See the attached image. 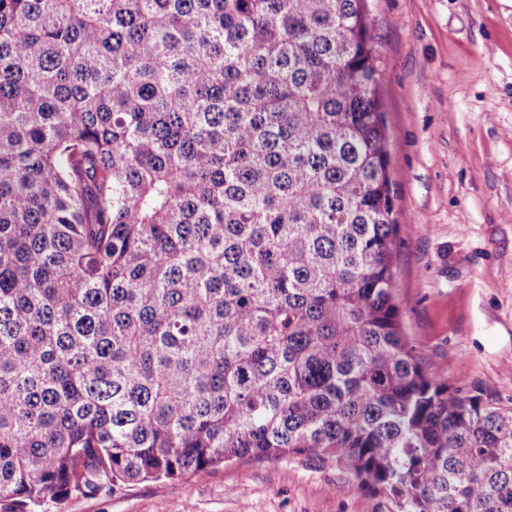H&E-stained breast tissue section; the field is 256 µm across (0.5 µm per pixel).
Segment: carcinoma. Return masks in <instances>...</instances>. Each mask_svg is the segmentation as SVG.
Segmentation results:
<instances>
[{
  "label": "carcinoma",
  "mask_w": 512,
  "mask_h": 512,
  "mask_svg": "<svg viewBox=\"0 0 512 512\" xmlns=\"http://www.w3.org/2000/svg\"><path fill=\"white\" fill-rule=\"evenodd\" d=\"M366 0H0V501L255 457L512 512L418 361Z\"/></svg>",
  "instance_id": "cac0c4a2"
}]
</instances>
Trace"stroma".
Listing matches in <instances>:
<instances>
[{"mask_svg": "<svg viewBox=\"0 0 512 512\" xmlns=\"http://www.w3.org/2000/svg\"><path fill=\"white\" fill-rule=\"evenodd\" d=\"M403 332L449 391L512 408V0H367ZM314 458L259 457L37 512H391ZM349 493H341V486Z\"/></svg>", "mask_w": 512, "mask_h": 512, "instance_id": "1", "label": "stroma"}]
</instances>
